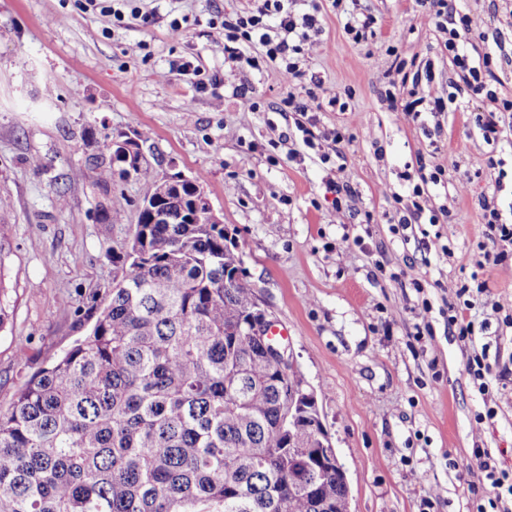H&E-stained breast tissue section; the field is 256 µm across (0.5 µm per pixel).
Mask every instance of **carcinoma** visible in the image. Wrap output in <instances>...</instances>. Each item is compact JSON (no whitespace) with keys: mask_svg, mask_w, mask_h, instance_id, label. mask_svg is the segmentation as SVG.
I'll list each match as a JSON object with an SVG mask.
<instances>
[{"mask_svg":"<svg viewBox=\"0 0 512 512\" xmlns=\"http://www.w3.org/2000/svg\"><path fill=\"white\" fill-rule=\"evenodd\" d=\"M116 173L158 183L148 165L97 164L103 183ZM192 198L135 225L89 332L0 412V512H336L347 495L334 463L315 494L290 490L288 438L320 447L312 412L288 417L301 375L238 332L253 287Z\"/></svg>","mask_w":512,"mask_h":512,"instance_id":"obj_1","label":"carcinoma"}]
</instances>
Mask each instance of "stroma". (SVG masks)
Segmentation results:
<instances>
[{
	"instance_id": "stroma-1",
	"label": "stroma",
	"mask_w": 512,
	"mask_h": 512,
	"mask_svg": "<svg viewBox=\"0 0 512 512\" xmlns=\"http://www.w3.org/2000/svg\"><path fill=\"white\" fill-rule=\"evenodd\" d=\"M252 3L118 0L119 21L85 10V0H0V195L13 202L0 212V304L9 313L0 411L87 333L92 298L126 272L110 253L129 240L150 185L118 176L101 183L93 163L107 141L131 137L157 176L202 177L257 299L288 331L294 367L314 390L346 471L351 512H473L485 492L476 449L512 468V328L503 322L512 314V264L484 260L480 248L481 198L512 220V179L493 188L489 165L512 160V117L489 144L475 125L491 108L485 97L461 94L458 111L428 113L419 124L390 110L383 92L392 45L427 67L426 95H448L452 66L435 20L416 0H346L322 9V32L303 63L347 104L315 113L318 130L349 138L346 161L289 158L296 129L280 104L286 92L304 95L303 84L225 59L224 33L208 25ZM456 6L484 34L469 54L496 57L493 89L512 98V0ZM135 8L154 12L155 23L142 26ZM350 12L372 15L374 36L354 43L344 30ZM176 19L178 34L169 27ZM201 73L213 84L199 87ZM420 160L447 172V186L430 187L426 203L455 219L444 248L434 226L394 229L393 197L407 195L403 176ZM332 178L350 185V207L335 208ZM104 208L122 221H103ZM408 265L423 291L390 279ZM474 271L489 285L486 306L474 310L488 327L465 343L443 311ZM424 320L432 333L416 338ZM481 351L494 375L485 395L466 370Z\"/></svg>"
}]
</instances>
